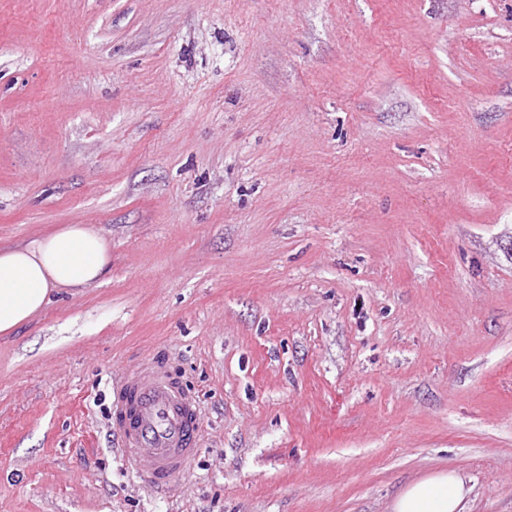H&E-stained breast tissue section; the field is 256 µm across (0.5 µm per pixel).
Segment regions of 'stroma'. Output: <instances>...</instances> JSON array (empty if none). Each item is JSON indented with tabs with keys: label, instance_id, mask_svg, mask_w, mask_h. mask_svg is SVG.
I'll return each mask as SVG.
<instances>
[{
	"label": "stroma",
	"instance_id": "stroma-1",
	"mask_svg": "<svg viewBox=\"0 0 512 512\" xmlns=\"http://www.w3.org/2000/svg\"><path fill=\"white\" fill-rule=\"evenodd\" d=\"M105 282L0 335V512H512V0H0V246ZM156 359L193 469L111 431ZM112 430L136 478L161 487L197 459L200 418L196 398L162 366L147 363L128 373L115 390ZM143 452L151 457L145 468L138 465ZM472 478L461 471L435 470L408 484L393 499L391 512H467Z\"/></svg>",
	"mask_w": 512,
	"mask_h": 512
}]
</instances>
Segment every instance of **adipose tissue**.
Listing matches in <instances>:
<instances>
[{"instance_id":"adipose-tissue-1","label":"adipose tissue","mask_w":512,"mask_h":512,"mask_svg":"<svg viewBox=\"0 0 512 512\" xmlns=\"http://www.w3.org/2000/svg\"><path fill=\"white\" fill-rule=\"evenodd\" d=\"M111 264L109 241L85 224H67L25 244L0 247V335L37 317L54 290L102 283ZM471 492L466 474L436 470L403 488L390 512H465Z\"/></svg>"}]
</instances>
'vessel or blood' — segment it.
<instances>
[{"mask_svg":"<svg viewBox=\"0 0 512 512\" xmlns=\"http://www.w3.org/2000/svg\"><path fill=\"white\" fill-rule=\"evenodd\" d=\"M112 430L142 483L160 487L188 470L199 451L196 398L155 363L128 373L112 400Z\"/></svg>","mask_w":512,"mask_h":512,"instance_id":"vessel-or-blood-1","label":"vessel or blood"}]
</instances>
